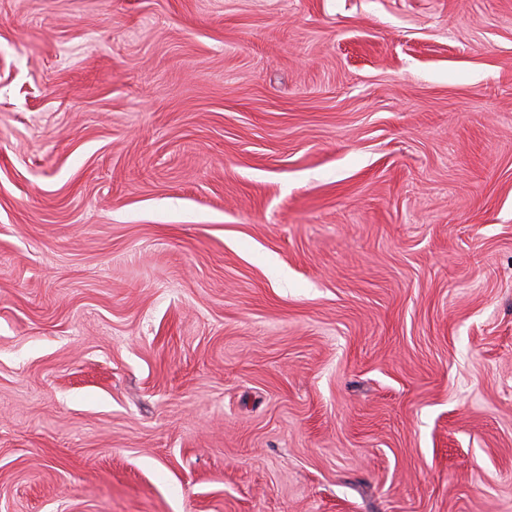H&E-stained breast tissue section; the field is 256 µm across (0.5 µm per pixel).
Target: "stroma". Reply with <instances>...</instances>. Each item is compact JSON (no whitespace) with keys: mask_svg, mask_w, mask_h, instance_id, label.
I'll return each instance as SVG.
<instances>
[{"mask_svg":"<svg viewBox=\"0 0 512 512\" xmlns=\"http://www.w3.org/2000/svg\"><path fill=\"white\" fill-rule=\"evenodd\" d=\"M0 512H512V0H0Z\"/></svg>","mask_w":512,"mask_h":512,"instance_id":"1","label":"stroma"}]
</instances>
